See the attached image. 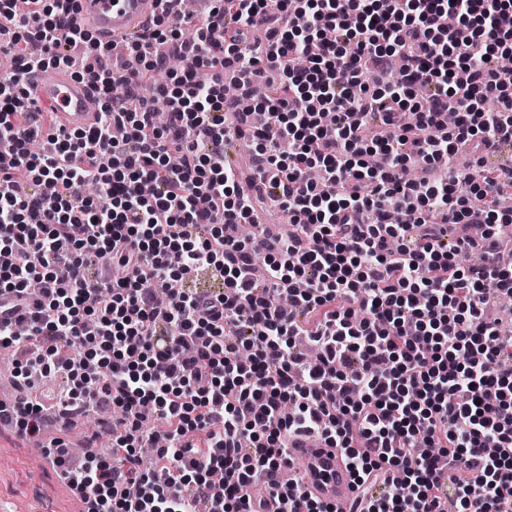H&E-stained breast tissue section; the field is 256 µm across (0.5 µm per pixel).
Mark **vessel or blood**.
Returning a JSON list of instances; mask_svg holds the SVG:
<instances>
[{"label": "vessel or blood", "instance_id": "obj_1", "mask_svg": "<svg viewBox=\"0 0 512 512\" xmlns=\"http://www.w3.org/2000/svg\"><path fill=\"white\" fill-rule=\"evenodd\" d=\"M160 11L158 0H78L74 24L104 41L139 31ZM28 96L38 106L52 107L65 128H89L101 107L87 82L62 69H43L27 83ZM293 459L303 464L297 479L313 498L344 506L355 498V486L339 449L324 441L295 438L289 442Z\"/></svg>", "mask_w": 512, "mask_h": 512}]
</instances>
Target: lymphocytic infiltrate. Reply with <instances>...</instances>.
Returning <instances> with one entry per match:
<instances>
[{"label":"lymphocytic infiltrate","mask_w":512,"mask_h":512,"mask_svg":"<svg viewBox=\"0 0 512 512\" xmlns=\"http://www.w3.org/2000/svg\"><path fill=\"white\" fill-rule=\"evenodd\" d=\"M215 2L188 40L169 20L181 0H161L119 72L110 44L67 30L77 0L22 14L0 0L16 61L0 79V295L36 282L41 298L0 321V352L34 342L20 383L61 372L79 380L64 409L122 411L109 458L70 468L62 441L46 457L88 512H337L283 477L289 440L321 438L343 450L361 512H512V339L485 316L512 297V241L488 226L512 170L482 158L512 142L494 65L512 55V0ZM395 61V80H370ZM60 67L92 81L94 127L30 104L26 76ZM234 137L255 144L250 175L224 164ZM461 152L474 162L457 173ZM266 199L286 237L241 238ZM103 253L106 281L90 271ZM203 270L223 294L168 292ZM147 404L167 432L164 484L136 452L154 440ZM188 433L206 447L189 467Z\"/></svg>","instance_id":"1"}]
</instances>
